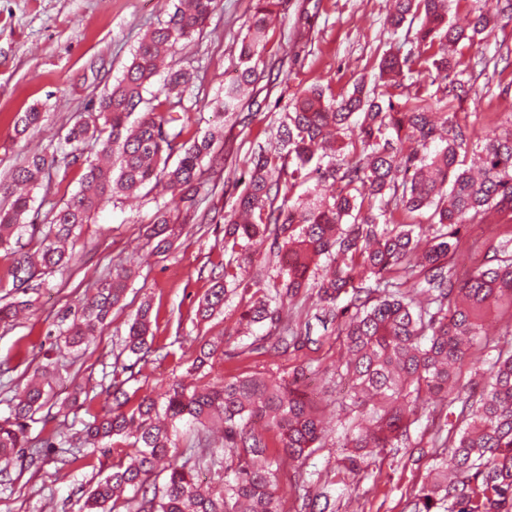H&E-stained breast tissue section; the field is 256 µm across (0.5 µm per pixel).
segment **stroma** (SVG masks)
Wrapping results in <instances>:
<instances>
[{
  "label": "stroma",
  "mask_w": 512,
  "mask_h": 512,
  "mask_svg": "<svg viewBox=\"0 0 512 512\" xmlns=\"http://www.w3.org/2000/svg\"><path fill=\"white\" fill-rule=\"evenodd\" d=\"M174 0H0V182L26 157L58 143L79 114L91 112L98 97L121 77L144 34L163 22ZM255 0H217L200 34L175 55L178 66L194 74L188 112L181 118L196 136L222 128L209 158L203 159L201 203L188 209L181 194L142 190L137 198H121L83 225L76 257L65 271L47 276L40 288L12 291L7 277L10 252L0 250V303L23 301L26 310L15 320L0 322V418L7 401L34 371L51 373L55 402L64 410L55 418L39 411L29 437L66 432L85 419V408L72 399L75 387L97 385L120 350L127 324L143 301L152 309L153 346L160 359L135 361L127 390L160 396L173 379L203 385L208 377L193 370L200 344L223 337L224 356L212 374L227 379L253 373L285 376L308 363L322 379L312 390L327 422L323 448L303 462L283 460L281 487L286 504L331 485L339 512H405L408 501L426 483L435 451L423 426L410 430L407 446L387 448L369 457L359 474L337 480L340 446L351 418L336 402L332 373L342 349L335 337L315 348L282 355L268 350L244 352L251 338L235 333L249 292L239 290L210 320L196 317L199 298L211 285L214 264L224 257V227L210 224L208 211H226L244 186L238 178L253 152L277 145V127L298 93L315 86L342 97L361 80L373 81L380 58L390 46L402 45L405 30L385 23L386 0H286L268 31L263 53L267 73L237 111L221 113L216 100L224 83L240 70L239 50L248 32ZM512 66L495 77L472 76L470 96L456 106L457 119L474 137L490 128L512 129ZM39 106L38 125L16 135L15 122L30 106ZM80 169H52L48 184L36 190L33 207L47 214L79 187ZM180 225L172 249L155 254L148 238L157 212ZM122 264L132 271L123 308L114 310L87 349L66 348L60 333L72 321L78 303L93 294L106 269ZM211 374V375H212ZM86 458L69 474H57L53 459L28 481L17 482L11 496L0 498V512H79L92 477L125 457L124 445L109 454L85 448Z\"/></svg>",
  "instance_id": "35a3bbf8"
}]
</instances>
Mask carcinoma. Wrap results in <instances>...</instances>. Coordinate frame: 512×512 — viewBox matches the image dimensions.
<instances>
[{
  "label": "carcinoma",
  "mask_w": 512,
  "mask_h": 512,
  "mask_svg": "<svg viewBox=\"0 0 512 512\" xmlns=\"http://www.w3.org/2000/svg\"><path fill=\"white\" fill-rule=\"evenodd\" d=\"M460 0H394L388 24L398 30L416 23V52L389 49L379 62V84L358 83L341 99L326 97L317 87L307 89L291 104L278 130V150L254 153L248 184L231 210L220 215L225 224L221 271L198 302L196 317L210 319L224 307L228 289L238 288L252 258L243 243L269 237L283 287L252 283L254 292L240 313L248 324L274 325L282 311L300 299L308 281L315 280L320 303L312 318L323 327L335 326L343 354L336 379L348 385L349 399L360 423L343 445L344 469H361L365 459L408 439L419 406L429 400L461 409L448 436H437L434 448H450L436 462L427 483L411 502V512H512V347L498 344L486 376L459 383L474 341L481 338L490 307L512 308V131L491 129L480 138L482 166L478 172L461 167L460 153L472 132L454 112H431L417 76L432 66L449 82L452 98L468 95L458 79L462 61L449 53L461 42L471 45L489 36L503 20L512 21V0H496L474 9L468 26L454 24L450 15ZM283 0H256L249 34L239 58L244 65L236 80L224 86L218 102L225 112L238 108L245 90L255 83L266 39L268 17ZM216 8V0H178L168 20L149 30L135 49L122 77L98 98L94 111L80 117L64 143L52 153L30 156L12 171L4 187L11 198L0 206V248L13 253L9 271L12 288L40 287L43 276L66 267L78 228L90 222L118 196H132L149 184L188 193L200 180L202 156L216 133L189 135L174 116L186 111L184 101L193 75L173 69L160 95L150 93L163 59L183 40L199 33ZM415 88V93L403 91ZM405 96L403 103L394 97ZM140 112L132 122L134 112ZM41 119L38 108L21 115L15 129L26 133ZM348 138L341 160L318 148L333 137ZM90 144L79 190L51 210L42 223L29 219L33 197L14 191L43 185L54 166L76 165ZM177 161L169 164L172 145ZM295 168L288 186L281 174L287 159ZM328 183L334 193H317L295 201L290 191L298 180ZM509 219L495 240L483 244V262L460 278L458 260L478 249L462 240L464 224L487 223L490 211ZM428 213L426 220L416 216ZM155 251L172 246L175 229L164 217L153 225ZM35 243L30 252L23 238ZM131 272L109 270L96 293L74 313L62 331L66 345L79 348L106 322L123 301ZM370 281L372 285L365 286ZM152 305L142 303L129 324L123 351L145 359L154 339ZM250 351L285 354L317 343L310 323L301 333L289 325L260 337ZM224 357V338L200 346L196 368ZM109 382L85 393L91 404L103 396L110 403L89 413L82 428L38 444L26 435V422L49 402L41 379L30 381L9 399L10 417L0 420V473L17 476L38 465L43 453L61 466L82 461L85 444L111 448L117 442L131 448L129 461L119 460L88 491L87 512H283L279 495L280 453L299 460L309 456L324 438L322 411L302 386L305 369L286 378L249 375L191 387L173 381L157 398L136 397L124 389L132 366L114 357ZM219 423L224 444L214 445L207 431ZM185 424L201 428L197 448L178 462L173 458V433ZM232 465L224 466V453ZM230 469L233 478L203 488L200 464ZM164 475L162 484L155 476ZM295 512H336V500L322 490L305 496Z\"/></svg>",
  "instance_id": "cac0c4a2"
}]
</instances>
